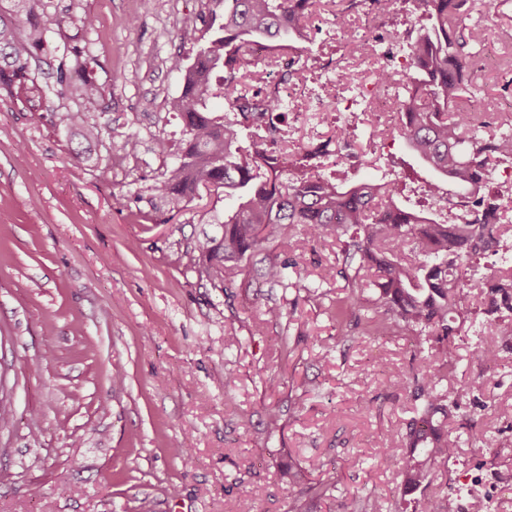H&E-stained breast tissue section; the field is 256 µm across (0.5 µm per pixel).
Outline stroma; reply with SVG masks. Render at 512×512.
<instances>
[{"label": "stroma", "mask_w": 512, "mask_h": 512, "mask_svg": "<svg viewBox=\"0 0 512 512\" xmlns=\"http://www.w3.org/2000/svg\"><path fill=\"white\" fill-rule=\"evenodd\" d=\"M42 2L50 49L39 90L0 92V392L13 407L0 429V512H235L244 495L254 512H288L298 492L308 512H361L374 496L388 512H413L397 467L380 466L378 452L411 416L414 401L394 378L420 350L405 334L336 323L330 309L347 290L328 275L335 242L292 239L322 297H296L255 272L228 296L191 261L210 197L164 219L153 211L149 186L173 163L182 129L167 103L195 52L181 35L198 26L203 0H152L146 10L140 0ZM86 14L93 27L82 25ZM70 45L95 60V110L56 92ZM470 99L512 101V74L484 69ZM67 108L68 126L59 122ZM90 111L100 135L89 143L79 130ZM132 135L139 149L129 155ZM368 144L358 131L357 158L337 177L411 172L410 197L421 198L427 174L403 141L373 153ZM116 194L128 208L114 209ZM293 301L284 318L266 312ZM483 338L497 363L465 359L448 379L483 388L448 420L457 461L429 476L447 500L466 473L512 475V447L499 445L512 435V343L489 329ZM312 461L323 470L308 471ZM319 482L325 492H310Z\"/></svg>", "instance_id": "1"}]
</instances>
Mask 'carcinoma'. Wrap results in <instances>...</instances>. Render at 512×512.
<instances>
[{
	"instance_id": "1",
	"label": "carcinoma",
	"mask_w": 512,
	"mask_h": 512,
	"mask_svg": "<svg viewBox=\"0 0 512 512\" xmlns=\"http://www.w3.org/2000/svg\"><path fill=\"white\" fill-rule=\"evenodd\" d=\"M22 26L0 18V88L37 91L32 61L49 49L40 0H16ZM202 28L184 38L197 44L187 66L181 93L168 102L182 120L176 162L161 172L151 187L156 210L181 211L203 189L214 202L232 199L213 210L207 223L216 232L202 234L194 244V270L215 288H235L250 273L257 253L274 243L287 256L266 255L262 277L272 285L320 296L318 288L293 278L301 255L288 242V227H300L303 238L332 239L339 245L334 272L349 289L347 302L336 303V319L353 318V326L373 336L408 331L434 342L435 358H422L417 370L397 377V385L418 401L406 424L405 440L413 452L394 460L387 439L378 455L381 464L396 462L404 492L421 491L414 512H444L443 502L420 490L428 463L448 459L459 437L444 420L461 408V395L444 385L460 364L456 337L465 326L472 294L484 297L485 314L498 322L499 332L512 335V270L480 272L487 253L512 252V240L501 236L500 204L505 192L475 198L473 214L452 221L440 210L404 204L402 182L390 171L348 181L316 169L317 153L305 151L283 172L261 134L281 127L266 123L270 116L285 122L283 104L271 94L248 98V79L258 66L250 54L256 43L284 45L303 28L317 0H208ZM422 9L423 33L406 49L408 68L400 81L413 89L406 100L407 150L429 174L428 197L436 199L452 186L456 191L481 189L500 166L512 167V127L499 125L481 133L460 111L461 97L477 73L483 29L467 23L466 0H416ZM92 57L75 49L56 68L62 97L96 106L101 94L89 74ZM224 96V112L210 107ZM379 273L375 298H362V271ZM491 344L473 347L471 361H495Z\"/></svg>"
}]
</instances>
